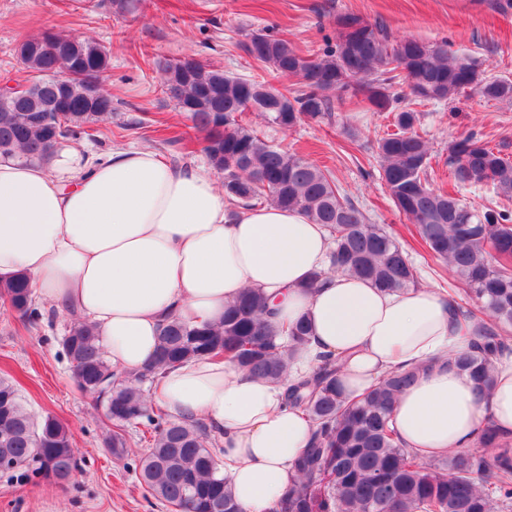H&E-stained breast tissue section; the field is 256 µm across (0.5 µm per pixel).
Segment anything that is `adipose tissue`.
Returning a JSON list of instances; mask_svg holds the SVG:
<instances>
[{"mask_svg": "<svg viewBox=\"0 0 512 512\" xmlns=\"http://www.w3.org/2000/svg\"><path fill=\"white\" fill-rule=\"evenodd\" d=\"M331 250L326 229L300 212H230L210 174L151 150L95 160L64 145L47 165L0 157V279L27 274L40 301L95 326L113 365L141 369L166 319L219 323L242 289L255 288L275 321L310 322L293 380L335 357L343 390L357 396L392 370L424 366L391 421L422 459L472 447L488 420L512 439V348L493 358V390L477 400L465 375L440 364L473 334L449 301L432 287L388 293L329 272ZM316 271L318 286L306 289ZM158 380L173 418L202 420L217 438L242 512H271L315 431L286 404L285 385L205 358Z\"/></svg>", "mask_w": 512, "mask_h": 512, "instance_id": "adipose-tissue-1", "label": "adipose tissue"}]
</instances>
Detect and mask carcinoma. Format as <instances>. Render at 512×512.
<instances>
[{"instance_id":"1","label":"carcinoma","mask_w":512,"mask_h":512,"mask_svg":"<svg viewBox=\"0 0 512 512\" xmlns=\"http://www.w3.org/2000/svg\"><path fill=\"white\" fill-rule=\"evenodd\" d=\"M248 55L277 77L300 87L283 91L269 82L232 76L194 60L164 66L166 94L203 133L204 151L224 179V195L241 206L273 205L298 210L326 227L333 242L331 268L357 275L374 287L415 288L418 277L407 252L382 225L340 196L332 178L306 158L261 137L242 119L246 111L290 131L308 120L332 116L333 98L362 96L371 112L393 113L397 131L376 141L381 179L397 210L414 224L433 258L463 283L452 301L465 318L485 315L471 347L446 360L466 375L477 397L494 383L492 356L504 348L512 326V212L479 211L432 187L429 143L415 130L416 105L453 99L476 90L486 99L512 103V79L489 77L474 61L416 38L393 41L385 28L352 15L336 19L335 43L306 55L290 41L264 30ZM65 36L46 32L24 41L18 55L32 78L34 97L0 100V156L44 161L54 147L76 139L84 126L112 114L102 88L109 53L90 38L69 49ZM70 74L63 86L43 72ZM448 172L462 184L492 186L512 200V159L474 133L448 144ZM0 299L24 322L43 317L26 275L0 282ZM474 301L479 312L463 309ZM263 294L246 290L224 309L218 325L168 321L156 356L137 372L105 356L95 327L76 320L63 338V354L78 387L103 405L112 425L105 439L112 456L128 454V429H141L148 451L138 459L140 485L174 512H241L224 481L206 428L170 417L148 399L145 384L162 371L198 358L227 360L248 375L272 382L288 378L292 352L307 341L308 325L271 320ZM337 364L287 386L289 405L303 409L316 426L314 441L295 465L297 479L272 512H512V445L492 423L479 446L456 451L448 471L406 448L391 427L400 392L420 370L391 374L361 395L342 391ZM0 469L22 482L42 476L58 485L78 468L68 428L51 414L26 411L11 381L0 378Z\"/></svg>"}]
</instances>
